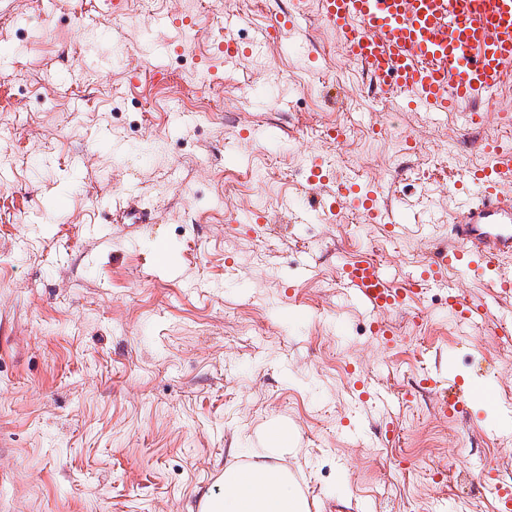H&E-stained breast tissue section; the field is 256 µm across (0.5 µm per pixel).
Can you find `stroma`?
I'll return each mask as SVG.
<instances>
[{
  "mask_svg": "<svg viewBox=\"0 0 512 512\" xmlns=\"http://www.w3.org/2000/svg\"><path fill=\"white\" fill-rule=\"evenodd\" d=\"M185 7L0 0V512H199L276 422L310 512H494L512 442L476 430L484 402L438 401L454 372L512 402V297L449 272L382 314L388 344L338 276L361 253L397 281L427 262L496 126L365 96L314 8L200 0L187 34ZM229 34L253 50L235 66ZM315 158L415 220L390 237L350 205L304 216ZM127 189L151 223L110 220ZM360 379L389 405L351 438Z\"/></svg>",
  "mask_w": 512,
  "mask_h": 512,
  "instance_id": "stroma-1",
  "label": "stroma"
}]
</instances>
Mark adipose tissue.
Wrapping results in <instances>:
<instances>
[{"label": "adipose tissue", "mask_w": 512, "mask_h": 512, "mask_svg": "<svg viewBox=\"0 0 512 512\" xmlns=\"http://www.w3.org/2000/svg\"><path fill=\"white\" fill-rule=\"evenodd\" d=\"M287 452V443L273 440L264 450L266 462L225 469L222 493L205 497L203 512H310L278 462Z\"/></svg>", "instance_id": "adipose-tissue-1"}]
</instances>
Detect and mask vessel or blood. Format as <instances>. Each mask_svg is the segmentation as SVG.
Segmentation results:
<instances>
[{
	"label": "vessel or blood",
	"instance_id": "vessel-or-blood-1",
	"mask_svg": "<svg viewBox=\"0 0 512 512\" xmlns=\"http://www.w3.org/2000/svg\"><path fill=\"white\" fill-rule=\"evenodd\" d=\"M323 27L335 34L343 54L372 80V90L388 98L407 96L425 111L453 112L470 107L468 123L483 122L480 101L512 71V0H315ZM485 167L465 180L475 195L453 214V238L439 249L433 264L420 275L390 280L372 256L345 262L339 275L348 299L385 313L408 306L425 286L443 281L442 271L481 267L493 272L499 294H512V279L497 275L500 260L512 257V147L491 145ZM330 207L352 204L369 224H394L378 196L361 193L358 184L339 183L328 198ZM132 223H149L147 212L130 205L128 193L105 202ZM451 394L438 404L444 415L459 413L471 402L492 405L483 430L512 433V406L498 402L492 385L450 383Z\"/></svg>",
	"mask_w": 512,
	"mask_h": 512
}]
</instances>
